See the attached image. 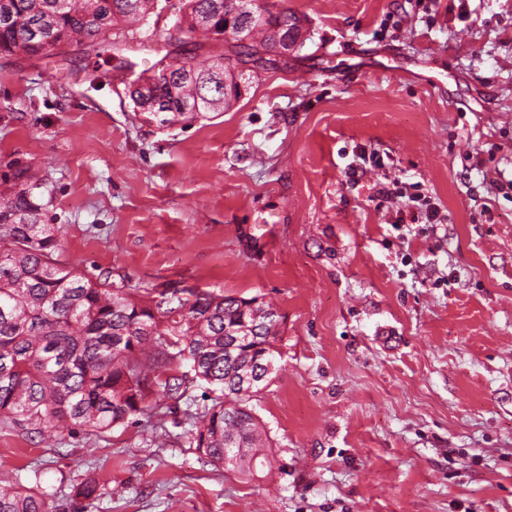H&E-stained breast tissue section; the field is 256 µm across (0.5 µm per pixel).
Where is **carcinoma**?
I'll use <instances>...</instances> for the list:
<instances>
[{"instance_id": "1", "label": "carcinoma", "mask_w": 512, "mask_h": 512, "mask_svg": "<svg viewBox=\"0 0 512 512\" xmlns=\"http://www.w3.org/2000/svg\"><path fill=\"white\" fill-rule=\"evenodd\" d=\"M152 0H0V52L46 54L56 35L120 66L128 36L121 20L144 22ZM187 31L224 22V0H181ZM270 39L250 36L217 56L233 65L256 63ZM166 64L170 81L153 83ZM168 98L172 119L188 112H224V78L192 58L159 59L140 84L125 85L139 112L154 92ZM41 179L23 170L0 191V421L50 438L67 427L103 435L138 415H166L190 401V384L203 382L211 405L189 414V447L215 466L253 473L269 463L262 430L249 403L260 388L236 387L237 363L264 370L276 363L278 324L254 323L257 298L210 291L165 289L138 299L106 279L89 278L59 259L58 228L40 223ZM189 367L180 374L173 368ZM0 512H57L48 494L0 479Z\"/></svg>"}]
</instances>
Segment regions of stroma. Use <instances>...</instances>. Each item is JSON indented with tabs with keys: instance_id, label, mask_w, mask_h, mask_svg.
I'll return each instance as SVG.
<instances>
[{
	"instance_id": "stroma-1",
	"label": "stroma",
	"mask_w": 512,
	"mask_h": 512,
	"mask_svg": "<svg viewBox=\"0 0 512 512\" xmlns=\"http://www.w3.org/2000/svg\"><path fill=\"white\" fill-rule=\"evenodd\" d=\"M274 2L305 40L207 120L135 112L136 48L119 82L73 46L0 53V181L43 178L61 259L282 314L250 403L269 467L202 463L177 407L49 443L0 424V475L59 512H512V0Z\"/></svg>"
}]
</instances>
